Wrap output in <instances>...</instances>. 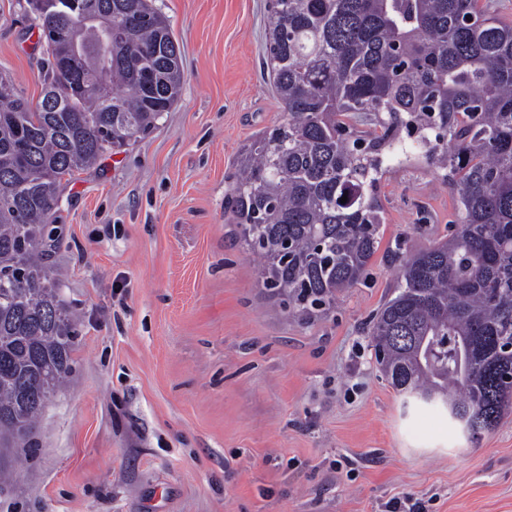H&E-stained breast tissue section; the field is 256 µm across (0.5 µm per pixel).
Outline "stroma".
Returning <instances> with one entry per match:
<instances>
[{
    "label": "stroma",
    "instance_id": "obj_1",
    "mask_svg": "<svg viewBox=\"0 0 512 512\" xmlns=\"http://www.w3.org/2000/svg\"><path fill=\"white\" fill-rule=\"evenodd\" d=\"M185 76L163 125L76 175L47 261L80 315L73 371L30 448H7L0 512H512V410L479 440L404 413L371 321L399 260L447 236L455 200L424 150L385 162L381 244L302 317L263 287L224 208L245 149L283 121L263 69L266 0H153ZM26 0H0V75L44 81Z\"/></svg>",
    "mask_w": 512,
    "mask_h": 512
}]
</instances>
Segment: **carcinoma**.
Returning <instances> with one entry per match:
<instances>
[{"instance_id":"carcinoma-1","label":"carcinoma","mask_w":512,"mask_h":512,"mask_svg":"<svg viewBox=\"0 0 512 512\" xmlns=\"http://www.w3.org/2000/svg\"><path fill=\"white\" fill-rule=\"evenodd\" d=\"M36 15L47 59L32 109L0 78V447L28 448L71 374L75 314L46 261L69 178L157 130L184 73L152 0H77ZM125 36L100 65L101 29ZM266 65L285 119L243 152L227 208L265 287L308 315L356 284L382 238V152L399 124L456 193L452 233L403 261L372 321L404 405H440L477 435L512 408V21L480 0H277ZM86 67L65 65L74 47ZM374 117L362 144L345 117ZM346 202H341L342 197Z\"/></svg>"}]
</instances>
